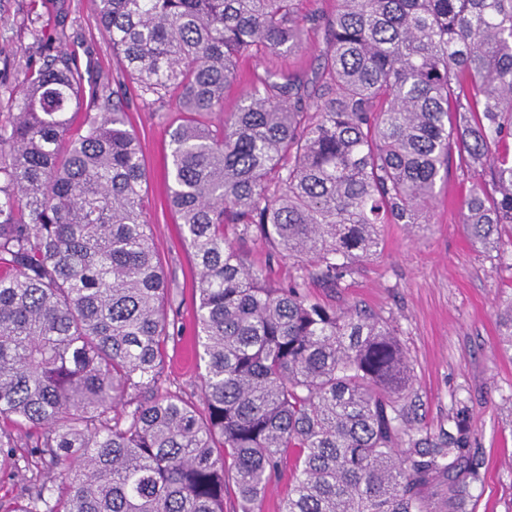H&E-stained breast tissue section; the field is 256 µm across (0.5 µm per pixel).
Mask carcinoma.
<instances>
[{
	"instance_id": "1",
	"label": "carcinoma",
	"mask_w": 512,
	"mask_h": 512,
	"mask_svg": "<svg viewBox=\"0 0 512 512\" xmlns=\"http://www.w3.org/2000/svg\"><path fill=\"white\" fill-rule=\"evenodd\" d=\"M95 0L145 109L177 95L170 204L198 267L203 407L163 387L166 288L142 209L128 102L82 93L46 36L0 112V420L27 434L32 472L0 430L3 512H239L292 468L280 512H469L482 482L466 407L422 434L398 333L312 301L375 255L386 224L422 227L458 155L476 245L512 248V0ZM324 29L313 81L251 79L220 124L238 61ZM84 134L73 137V115ZM307 263L270 287L235 245ZM512 350V298L497 308Z\"/></svg>"
}]
</instances>
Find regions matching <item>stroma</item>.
<instances>
[{"label": "stroma", "mask_w": 512, "mask_h": 512, "mask_svg": "<svg viewBox=\"0 0 512 512\" xmlns=\"http://www.w3.org/2000/svg\"><path fill=\"white\" fill-rule=\"evenodd\" d=\"M32 9L41 14L48 33L57 35L62 50L76 57L85 92L125 89L122 63L98 24L94 0H0L1 84L19 87L22 65L43 51L24 27ZM323 47L324 36L317 33L298 51L245 59L242 80L225 94V112L235 110L252 75L277 71L313 79ZM178 117L173 98L157 112L144 110L137 99L129 101L127 118L140 140L147 174L143 212L170 290L166 317L171 339L163 379L169 390L197 403L204 371L191 345L197 268L167 197L169 127ZM468 187L457 166H450L447 179L437 183L427 229L385 225L377 254L341 288L331 292L311 282L307 293L316 302L372 311L399 330L424 431L447 428L458 403L468 406L482 464L471 512H512V354L501 348L496 317L500 299L512 293V268L467 236L462 201ZM237 246L250 264L265 271L270 286L287 285L300 274L296 261L274 254L261 239L247 238Z\"/></svg>", "instance_id": "1"}]
</instances>
